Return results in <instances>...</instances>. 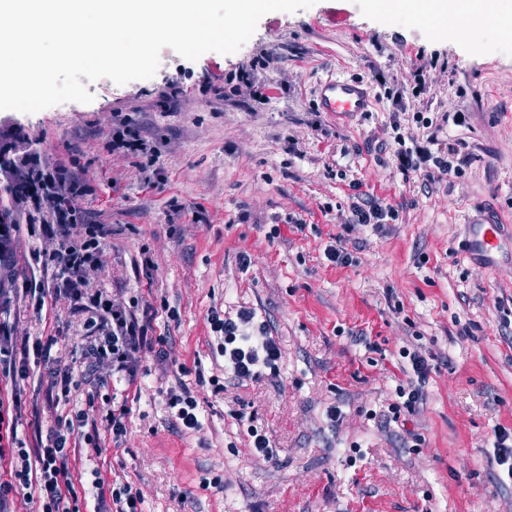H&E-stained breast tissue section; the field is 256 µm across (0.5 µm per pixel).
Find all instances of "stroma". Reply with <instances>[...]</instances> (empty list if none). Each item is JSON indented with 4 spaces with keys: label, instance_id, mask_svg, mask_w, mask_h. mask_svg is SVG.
<instances>
[{
    "label": "stroma",
    "instance_id": "35a3bbf8",
    "mask_svg": "<svg viewBox=\"0 0 512 512\" xmlns=\"http://www.w3.org/2000/svg\"><path fill=\"white\" fill-rule=\"evenodd\" d=\"M262 48L279 56L259 74L267 98L206 102L199 79L224 78ZM185 65L194 78L183 97L156 108L166 76ZM420 67L427 91L415 97ZM332 74L371 83L373 111H320L315 89ZM389 89L402 91L401 106ZM134 97L131 122L162 151L150 182L136 158L108 147L113 110ZM417 112L443 120L439 139L457 149L462 175L430 182L379 150L395 122L422 138ZM10 127L42 137L51 161L79 157L95 186L83 205L114 234L91 287L168 305L153 328L169 366L144 354L125 437L100 431V453L80 448L71 465L80 512H102L99 478L129 482L144 512H512L493 448L495 430L512 432V0L454 38L399 6L317 0L264 15L233 54L173 56L153 81L113 85L88 104L0 111V129ZM367 197L397 220L353 223ZM475 219L506 230L493 265L468 255ZM337 238L350 265L324 257ZM213 308L248 309L267 325L282 350L277 375L240 385L225 372ZM10 321L19 336L54 337L66 360L86 333L64 299L40 318L13 302ZM404 347L433 370L422 404L388 423L407 379ZM180 382L200 430L171 423L167 393ZM243 416L265 429L271 459L253 454Z\"/></svg>",
    "mask_w": 512,
    "mask_h": 512
}]
</instances>
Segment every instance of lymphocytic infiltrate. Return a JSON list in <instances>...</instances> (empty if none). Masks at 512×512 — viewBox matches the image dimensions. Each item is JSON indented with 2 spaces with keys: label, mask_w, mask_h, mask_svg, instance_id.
I'll return each instance as SVG.
<instances>
[{
  "label": "lymphocytic infiltrate",
  "mask_w": 512,
  "mask_h": 512,
  "mask_svg": "<svg viewBox=\"0 0 512 512\" xmlns=\"http://www.w3.org/2000/svg\"><path fill=\"white\" fill-rule=\"evenodd\" d=\"M278 63L269 51L244 61L235 72L217 84L204 78L200 90L214 100H223L225 84L235 91H248L258 98L262 88L255 82L257 70H267ZM394 155L402 172L425 171L427 177H444L453 170L450 159L454 147L437 150L438 136L429 133L425 144H407L402 133L393 136ZM112 151L140 160L141 170L160 166L161 153L151 147L138 126L122 113H115L112 123ZM0 177L6 181L10 203L0 208V462H7V478H0V512H11L16 497H38L42 512H79L70 465L77 447L71 441L75 427L86 430L84 440L93 443L92 429L104 426L113 440L126 433L127 405L100 410L96 400L101 388L115 378L135 383L140 354L152 346V320L157 310L149 301L132 300L129 305L115 303L100 290L88 286L89 269L102 265V254L113 234L111 225L93 220L83 206L95 188L80 178L74 169L61 163H50L38 138L20 128L0 130ZM45 239L49 249L32 253L34 267L50 272V281L27 278L16 283L13 269L22 237ZM22 296L29 308L42 313L49 298L66 297L74 311L87 314L89 333L80 352L86 370L84 378L89 390L86 407L75 420L43 430L34 425L31 440L18 437L26 387L32 378L30 358L42 360L46 383L43 387L48 409H57L68 397L73 383L72 369L61 357L51 354L50 343L34 339L17 343L14 329L6 319V306L13 296ZM210 329L217 340V350L236 379L249 380L276 372L281 350L266 325L255 324L254 314L239 311L229 317L211 310ZM413 375L397 389L402 405L392 406L393 416L413 411L424 397V387L431 372L428 361L418 352L402 350Z\"/></svg>",
  "instance_id": "lymphocytic-infiltrate-1"
}]
</instances>
